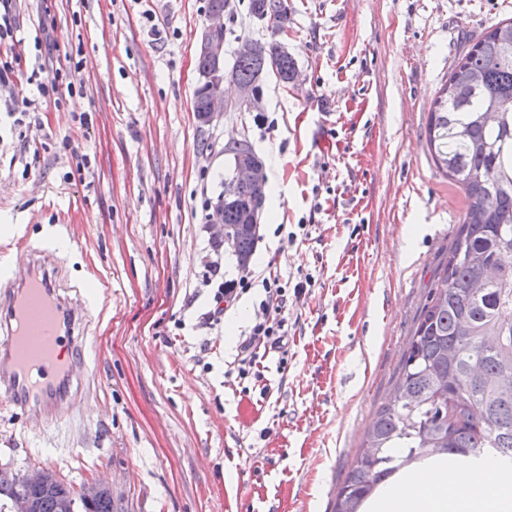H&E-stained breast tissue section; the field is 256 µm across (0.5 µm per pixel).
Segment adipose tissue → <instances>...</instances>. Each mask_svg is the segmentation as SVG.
I'll use <instances>...</instances> for the list:
<instances>
[{
	"mask_svg": "<svg viewBox=\"0 0 512 512\" xmlns=\"http://www.w3.org/2000/svg\"><path fill=\"white\" fill-rule=\"evenodd\" d=\"M365 512H512V466L487 460L479 469L437 456L402 469Z\"/></svg>",
	"mask_w": 512,
	"mask_h": 512,
	"instance_id": "1",
	"label": "adipose tissue"
}]
</instances>
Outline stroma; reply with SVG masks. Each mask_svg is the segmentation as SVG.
<instances>
[{"mask_svg":"<svg viewBox=\"0 0 512 512\" xmlns=\"http://www.w3.org/2000/svg\"><path fill=\"white\" fill-rule=\"evenodd\" d=\"M208 0H13L20 61L0 83V281L12 253L53 252L62 287L92 302L81 399L49 419L0 412V466L110 487L115 512H332L463 210L426 127L458 57L512 0H288L280 38L300 81H262V112L204 127L193 111ZM224 63L266 21L234 0ZM151 8L165 34L154 39ZM49 32L57 50L35 46ZM78 61L45 100L28 81ZM246 133L268 177L250 270L306 281L288 298V364L237 354L266 298L225 322L207 207L224 144ZM213 147L202 150V140Z\"/></svg>","mask_w":512,"mask_h":512,"instance_id":"35a3bbf8","label":"stroma"}]
</instances>
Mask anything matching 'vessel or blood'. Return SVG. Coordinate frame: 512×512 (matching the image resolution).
I'll list each match as a JSON object with an SVG mask.
<instances>
[{
  "instance_id": "b4317fda",
  "label": "vessel or blood",
  "mask_w": 512,
  "mask_h": 512,
  "mask_svg": "<svg viewBox=\"0 0 512 512\" xmlns=\"http://www.w3.org/2000/svg\"><path fill=\"white\" fill-rule=\"evenodd\" d=\"M58 277L36 257L23 283L0 292V407L49 414L81 395L59 347L81 343L90 299L62 292Z\"/></svg>"
}]
</instances>
